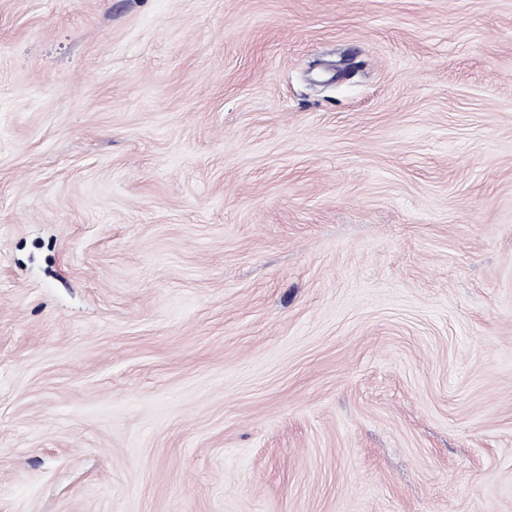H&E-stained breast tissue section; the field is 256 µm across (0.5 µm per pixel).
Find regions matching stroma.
<instances>
[{
  "mask_svg": "<svg viewBox=\"0 0 512 512\" xmlns=\"http://www.w3.org/2000/svg\"><path fill=\"white\" fill-rule=\"evenodd\" d=\"M0 512H512V0H0Z\"/></svg>",
  "mask_w": 512,
  "mask_h": 512,
  "instance_id": "35a3bbf8",
  "label": "stroma"
}]
</instances>
